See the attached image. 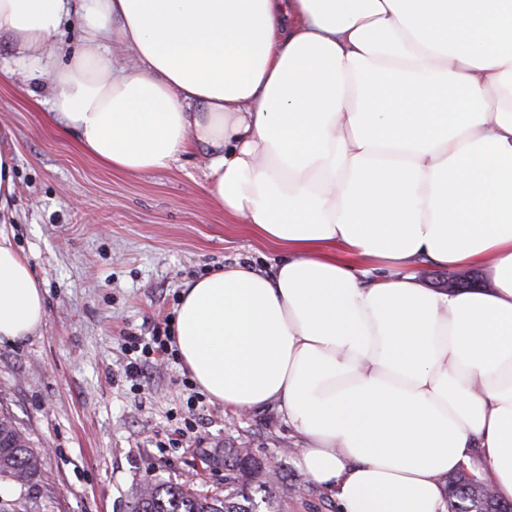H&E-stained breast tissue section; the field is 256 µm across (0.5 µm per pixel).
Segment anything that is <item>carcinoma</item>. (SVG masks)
Segmentation results:
<instances>
[{
  "mask_svg": "<svg viewBox=\"0 0 512 512\" xmlns=\"http://www.w3.org/2000/svg\"><path fill=\"white\" fill-rule=\"evenodd\" d=\"M41 455L8 412L0 411V479L32 482L39 473ZM284 487L282 464L274 457L253 454L248 443L224 449V493H201L186 483L153 482L134 494L132 512H281ZM448 512H512L489 487L458 473L446 484Z\"/></svg>",
  "mask_w": 512,
  "mask_h": 512,
  "instance_id": "1",
  "label": "carcinoma"
}]
</instances>
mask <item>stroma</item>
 Segmentation results:
<instances>
[{
	"label": "stroma",
	"mask_w": 512,
	"mask_h": 512,
	"mask_svg": "<svg viewBox=\"0 0 512 512\" xmlns=\"http://www.w3.org/2000/svg\"><path fill=\"white\" fill-rule=\"evenodd\" d=\"M0 128L15 157L12 216L0 231L28 261L47 306L41 329L0 344V409L42 456L29 490L0 481V512H130L144 482L224 488V448L287 449L303 487L285 512H337L296 466L276 410L237 414L194 386L178 356L125 374L130 336L172 321L185 282L235 263L271 273L288 254L225 215L204 189L205 148L167 168L102 165L43 97L0 79Z\"/></svg>",
	"instance_id": "35a3bbf8"
}]
</instances>
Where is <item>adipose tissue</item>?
<instances>
[{
	"mask_svg": "<svg viewBox=\"0 0 512 512\" xmlns=\"http://www.w3.org/2000/svg\"><path fill=\"white\" fill-rule=\"evenodd\" d=\"M3 42L0 76L98 161L205 147L207 192L287 248L181 291L179 358L212 401L277 410L339 512H448L463 467L512 502V0H0ZM422 263L486 284L429 288ZM46 315L0 235V343ZM80 34L79 19L75 16H70L63 22L57 42L66 52L73 50L80 44Z\"/></svg>",
	"mask_w": 512,
	"mask_h": 512,
	"instance_id": "ef3b65f1",
	"label": "adipose tissue"
}]
</instances>
